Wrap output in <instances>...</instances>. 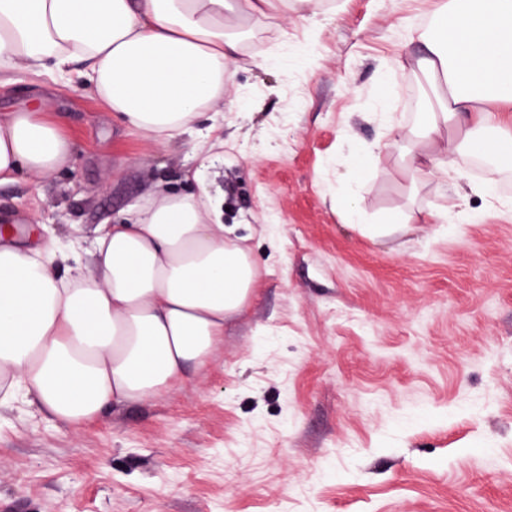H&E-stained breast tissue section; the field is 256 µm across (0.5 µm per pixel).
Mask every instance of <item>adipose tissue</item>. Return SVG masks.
I'll use <instances>...</instances> for the list:
<instances>
[{
	"mask_svg": "<svg viewBox=\"0 0 512 512\" xmlns=\"http://www.w3.org/2000/svg\"><path fill=\"white\" fill-rule=\"evenodd\" d=\"M289 0H0V74L50 80L85 67L106 110L158 143L224 96L248 39L249 5L269 23ZM416 73L441 87L437 109L403 132L408 168L462 181L458 149L512 167V133L482 136L512 108V0H442ZM74 143L31 106L0 114V185L71 164ZM219 201L160 192L99 229L92 273L61 276L53 244L23 247L0 227V403L31 399L79 427L145 402L201 369L251 301L258 270L225 229Z\"/></svg>",
	"mask_w": 512,
	"mask_h": 512,
	"instance_id": "1",
	"label": "adipose tissue"
}]
</instances>
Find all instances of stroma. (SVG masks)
<instances>
[{"mask_svg": "<svg viewBox=\"0 0 512 512\" xmlns=\"http://www.w3.org/2000/svg\"><path fill=\"white\" fill-rule=\"evenodd\" d=\"M441 0H313L256 17L217 107L158 144L88 89L26 69L69 168L0 187V214L92 240L159 189L207 188L258 278L208 365L71 428L0 407V512H512V187L412 183L392 128L429 111L409 55ZM382 145L361 179L357 149ZM203 168L204 180H188ZM447 208L444 224L386 227Z\"/></svg>", "mask_w": 512, "mask_h": 512, "instance_id": "35a3bbf8", "label": "stroma"}]
</instances>
